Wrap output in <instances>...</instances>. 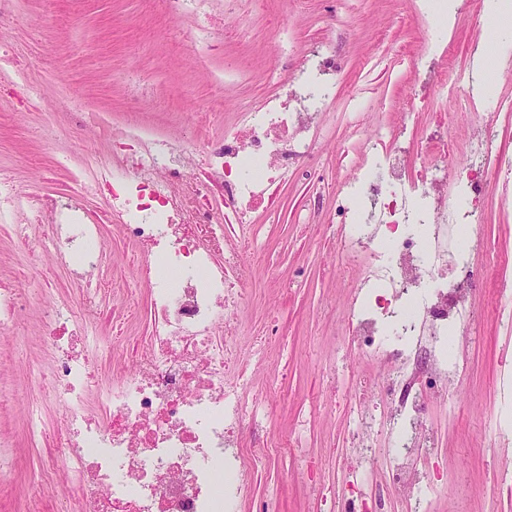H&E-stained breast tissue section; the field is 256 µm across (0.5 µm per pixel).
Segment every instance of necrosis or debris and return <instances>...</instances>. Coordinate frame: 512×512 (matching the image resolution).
Here are the masks:
<instances>
[{
	"mask_svg": "<svg viewBox=\"0 0 512 512\" xmlns=\"http://www.w3.org/2000/svg\"><path fill=\"white\" fill-rule=\"evenodd\" d=\"M287 91L235 114L209 143L208 181L195 174V152L174 157L167 142L126 133L124 161L133 178L114 180L94 166L73 175L58 199L2 192L0 223L13 226L37 257L66 267L82 287L84 318L58 305L45 338L46 361L30 368L26 432L45 434V409L63 425L42 480L62 473L65 512H239L243 490L270 455L292 439L249 448L244 437L275 410L276 391L251 392L265 358L263 339L245 341L240 283L252 270L253 215L303 158L321 111L336 96V53L316 50ZM431 87L484 106L477 67L430 72ZM407 126L377 122L367 138L373 162L342 178L336 199V248L354 290L343 307L347 345L390 413L362 401L345 404L351 446L338 460L342 479L333 512H388L394 490L406 512H435L437 483L421 466L438 454L428 408L454 407L462 366L448 338L470 327L477 272L469 250L483 243L479 207L490 183H512V154L493 151L494 126L478 124L465 170L448 172L446 130L433 131L432 153L415 170ZM109 195L127 247L144 261L134 274L150 292V321L133 354L102 336V311L125 316L126 296L111 272L101 225L85 207ZM112 378L100 381V357ZM388 447H381L379 437Z\"/></svg>",
	"mask_w": 512,
	"mask_h": 512,
	"instance_id": "4bbe7bcc",
	"label": "necrosis or debris"
}]
</instances>
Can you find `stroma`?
Instances as JSON below:
<instances>
[{
	"mask_svg": "<svg viewBox=\"0 0 512 512\" xmlns=\"http://www.w3.org/2000/svg\"><path fill=\"white\" fill-rule=\"evenodd\" d=\"M454 29L417 15L413 0H238L226 12L225 0L181 15L167 13L163 0H15L0 18V54L27 71L18 86L27 105L0 103V163L10 167L13 190L21 195L54 196L67 192L69 170L88 155L111 159L112 172L124 174L113 148L129 128L173 144L197 147V171L209 169L208 142L224 133L235 112L256 106L287 82L297 63L325 43L336 48V98L323 114L309 155L276 192L272 203L254 216L259 258L244 285V310L256 336L275 330L273 346L283 380L280 405L259 430L275 439L297 420L302 447L311 449L322 484L337 483L336 456L349 445L340 412L322 408L325 350L345 334L342 305L353 285L333 258L338 179L356 170L361 142L349 139L356 113L371 122L397 125L400 104L413 101L409 139L426 147L434 122L448 128V165L465 161L472 128L481 120L496 123L497 146L512 153V116L491 109L472 111L433 88L414 86V69H428L441 53L451 69L486 64L485 55L512 50V20L491 24L481 17L478 0H464ZM287 17L288 54L277 53L270 21ZM205 36L194 39L193 34ZM485 249L471 262L482 279L471 297L481 321L457 337V356L467 370L459 384L455 412L432 406L429 418L441 453L425 467L437 479H451L468 495L460 499L441 487L438 512H512V499L500 496L491 470L504 449L491 432L499 419L512 422L498 396V369L512 357V329L496 325L491 307L499 287L490 253L512 254V191L491 186L482 218ZM103 239L132 308L126 323L145 330L148 288L132 277L137 265L115 224L103 227ZM51 289L50 298L80 309L79 283L68 270L35 263L15 235L0 231V280L21 290L20 335L0 338V381L16 398L0 417V431L15 444V468L0 476V512H61L56 497H39L30 476L45 459L53 440L31 446L24 403L29 396L27 370L43 355L45 311L28 300L31 266ZM299 455L274 457L245 488L242 512H261L272 503L277 512H323L297 473Z\"/></svg>",
	"mask_w": 512,
	"mask_h": 512,
	"instance_id": "1",
	"label": "stroma"
}]
</instances>
